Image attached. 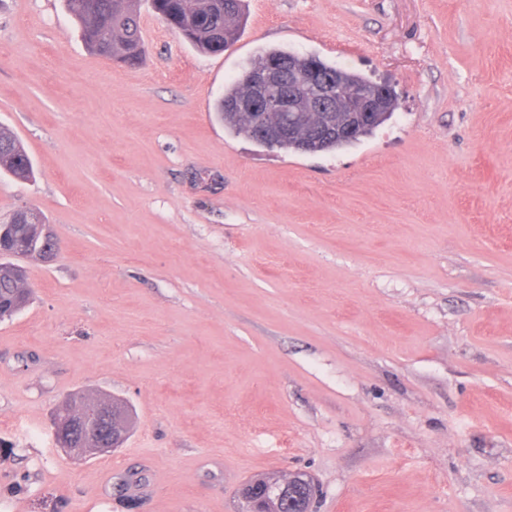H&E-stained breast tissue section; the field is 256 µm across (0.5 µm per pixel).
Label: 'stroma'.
I'll use <instances>...</instances> for the list:
<instances>
[{
  "mask_svg": "<svg viewBox=\"0 0 512 512\" xmlns=\"http://www.w3.org/2000/svg\"><path fill=\"white\" fill-rule=\"evenodd\" d=\"M245 3L216 54L142 9L126 66L62 0H0V127L36 170L0 215L57 241L0 321V512H237L295 472L316 512H512V0ZM272 47L388 81L393 117L318 155L228 133ZM76 391L128 402L123 448L58 447Z\"/></svg>",
  "mask_w": 512,
  "mask_h": 512,
  "instance_id": "stroma-1",
  "label": "stroma"
}]
</instances>
